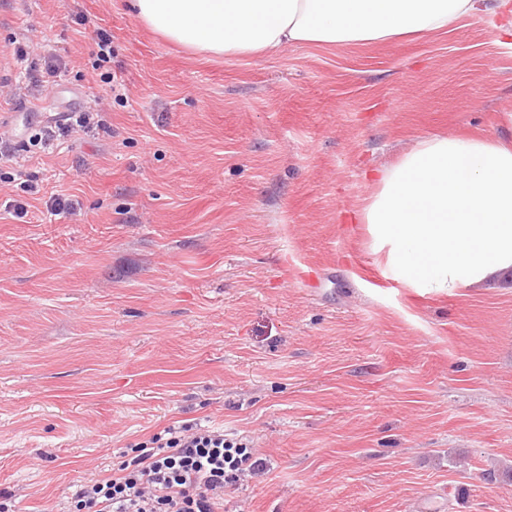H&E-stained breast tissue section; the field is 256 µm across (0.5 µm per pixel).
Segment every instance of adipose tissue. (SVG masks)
I'll return each instance as SVG.
<instances>
[{"label":"adipose tissue","mask_w":512,"mask_h":512,"mask_svg":"<svg viewBox=\"0 0 512 512\" xmlns=\"http://www.w3.org/2000/svg\"><path fill=\"white\" fill-rule=\"evenodd\" d=\"M147 27L196 54L259 57L298 44L388 42L512 0H128ZM359 209L374 253L419 296L512 281V140L432 135L378 172Z\"/></svg>","instance_id":"adipose-tissue-1"}]
</instances>
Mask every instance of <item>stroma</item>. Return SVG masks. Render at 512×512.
<instances>
[{
    "instance_id": "35a3bbf8",
    "label": "stroma",
    "mask_w": 512,
    "mask_h": 512,
    "mask_svg": "<svg viewBox=\"0 0 512 512\" xmlns=\"http://www.w3.org/2000/svg\"><path fill=\"white\" fill-rule=\"evenodd\" d=\"M112 37L125 101L92 63ZM60 60L27 80L13 43ZM95 102L110 133L0 181V491L59 512L70 483L177 422L264 469L228 512H512V288L420 297L354 213L427 136L512 138V15L419 39L196 55L125 0H0V117ZM58 194L81 203L52 216ZM28 204L26 222L4 212Z\"/></svg>"
}]
</instances>
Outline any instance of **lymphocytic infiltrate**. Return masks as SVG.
<instances>
[{
  "instance_id": "1",
  "label": "lymphocytic infiltrate",
  "mask_w": 512,
  "mask_h": 512,
  "mask_svg": "<svg viewBox=\"0 0 512 512\" xmlns=\"http://www.w3.org/2000/svg\"><path fill=\"white\" fill-rule=\"evenodd\" d=\"M76 128L110 130L105 120L80 111L62 124L35 125L29 140L49 151ZM262 468L261 459L222 429L171 425L131 446L111 474L72 483L60 512H224L227 489Z\"/></svg>"
}]
</instances>
